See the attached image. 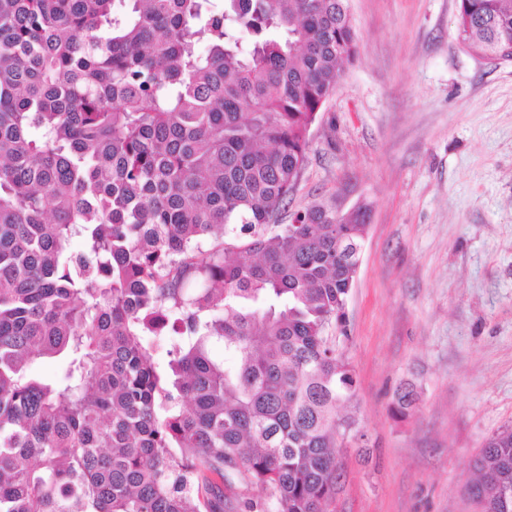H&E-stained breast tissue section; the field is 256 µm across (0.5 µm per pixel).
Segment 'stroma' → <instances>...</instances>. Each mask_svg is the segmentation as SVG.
I'll return each mask as SVG.
<instances>
[{"label":"stroma","mask_w":512,"mask_h":512,"mask_svg":"<svg viewBox=\"0 0 512 512\" xmlns=\"http://www.w3.org/2000/svg\"><path fill=\"white\" fill-rule=\"evenodd\" d=\"M348 6L358 54L279 217L325 203L368 224L337 346L368 445L341 449L335 510L481 512L472 462L512 425V62L460 42L457 0Z\"/></svg>","instance_id":"obj_1"}]
</instances>
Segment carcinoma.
Masks as SVG:
<instances>
[{
  "mask_svg": "<svg viewBox=\"0 0 512 512\" xmlns=\"http://www.w3.org/2000/svg\"><path fill=\"white\" fill-rule=\"evenodd\" d=\"M457 35L503 60L512 0ZM357 52L348 0H0V512H333L367 224L276 218ZM473 468L512 512L511 426Z\"/></svg>",
  "mask_w": 512,
  "mask_h": 512,
  "instance_id": "cac0c4a2",
  "label": "carcinoma"
}]
</instances>
